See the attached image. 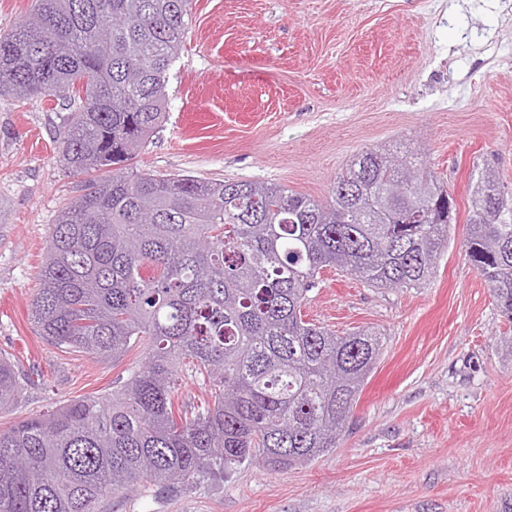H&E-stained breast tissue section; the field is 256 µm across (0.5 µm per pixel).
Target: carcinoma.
<instances>
[{
    "label": "carcinoma",
    "instance_id": "carcinoma-1",
    "mask_svg": "<svg viewBox=\"0 0 512 512\" xmlns=\"http://www.w3.org/2000/svg\"><path fill=\"white\" fill-rule=\"evenodd\" d=\"M190 0H35L0 37V94L70 112L64 163L98 172L53 225L30 303L36 333L144 363L107 399L0 430V512H112L130 488L170 491L244 463L286 471L337 447L383 350L303 318L325 267L418 288L448 248L456 201L412 150L355 155L319 201L282 186L127 168L166 117ZM465 256L512 322V187L469 198ZM208 388L175 406L182 368ZM26 379L0 358V411Z\"/></svg>",
    "mask_w": 512,
    "mask_h": 512
}]
</instances>
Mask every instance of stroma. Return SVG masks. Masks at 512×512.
<instances>
[{
    "label": "stroma",
    "mask_w": 512,
    "mask_h": 512,
    "mask_svg": "<svg viewBox=\"0 0 512 512\" xmlns=\"http://www.w3.org/2000/svg\"><path fill=\"white\" fill-rule=\"evenodd\" d=\"M166 121L137 173L285 186L317 199L355 154L417 149L457 202L431 281L373 288L324 269L304 312L376 332L381 359L337 448L273 472L244 464L174 490L116 494L112 512H512V334L465 256L474 178L512 184V0H191ZM56 101L0 95V353L32 380L0 430L107 398L141 364L66 353L29 302L51 227L81 194Z\"/></svg>",
    "instance_id": "1"
}]
</instances>
